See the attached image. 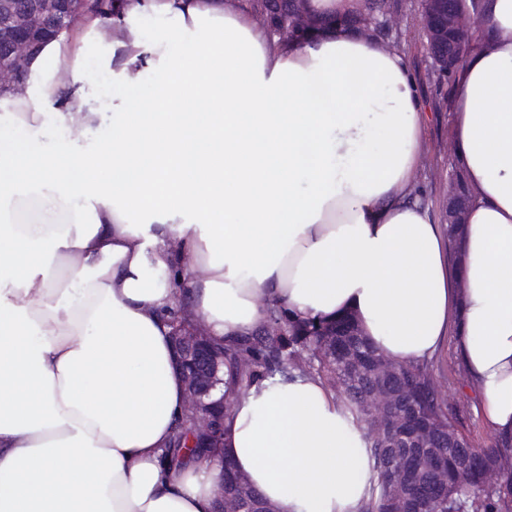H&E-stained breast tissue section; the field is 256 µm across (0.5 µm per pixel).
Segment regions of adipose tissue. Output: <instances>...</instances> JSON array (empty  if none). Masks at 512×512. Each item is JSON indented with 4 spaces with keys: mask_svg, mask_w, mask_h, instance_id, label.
<instances>
[{
    "mask_svg": "<svg viewBox=\"0 0 512 512\" xmlns=\"http://www.w3.org/2000/svg\"><path fill=\"white\" fill-rule=\"evenodd\" d=\"M113 7L77 15L0 99V512H216L220 462L160 461L185 403L175 270L227 343L277 305L353 316L399 363L454 346L484 426L512 444V0H481L454 75L472 196L455 245L413 188L424 123L406 60L353 25L369 0H307L328 25L301 42L250 0ZM91 56L119 90L108 113ZM223 439L278 512L370 498L365 427L318 377L252 386Z\"/></svg>",
    "mask_w": 512,
    "mask_h": 512,
    "instance_id": "obj_1",
    "label": "adipose tissue"
}]
</instances>
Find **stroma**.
Returning a JSON list of instances; mask_svg holds the SVG:
<instances>
[{
	"instance_id": "35a3bbf8",
	"label": "stroma",
	"mask_w": 512,
	"mask_h": 512,
	"mask_svg": "<svg viewBox=\"0 0 512 512\" xmlns=\"http://www.w3.org/2000/svg\"><path fill=\"white\" fill-rule=\"evenodd\" d=\"M385 10L392 20V32L385 44L405 56L418 86L422 109L430 115L423 131L426 150L420 160L418 181L424 203L436 223L441 224L445 221L450 175L454 169L448 98L439 87L427 54L420 0H385ZM431 371L440 394L452 410L459 412L464 427L470 431L474 446H494V438L484 430L475 412L476 394L463 384L452 353H445L435 361Z\"/></svg>"
}]
</instances>
